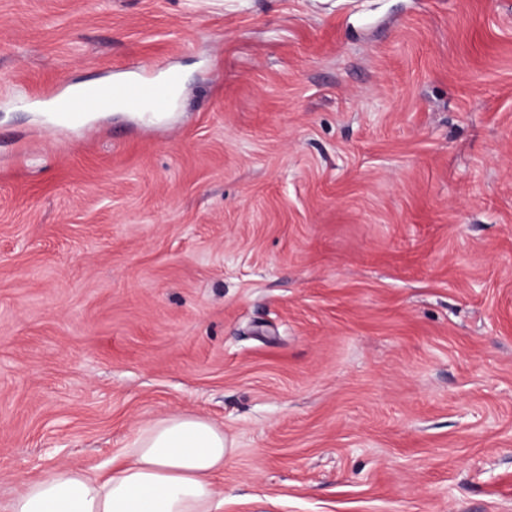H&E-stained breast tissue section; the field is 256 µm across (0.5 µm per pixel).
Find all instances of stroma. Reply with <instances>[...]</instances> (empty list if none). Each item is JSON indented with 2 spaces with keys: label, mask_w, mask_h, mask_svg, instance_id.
Returning <instances> with one entry per match:
<instances>
[{
  "label": "stroma",
  "mask_w": 512,
  "mask_h": 512,
  "mask_svg": "<svg viewBox=\"0 0 512 512\" xmlns=\"http://www.w3.org/2000/svg\"><path fill=\"white\" fill-rule=\"evenodd\" d=\"M173 410L224 512H512V0H0V512ZM177 82L176 73L170 71L158 81L128 76L106 84L89 85L77 93H54L48 97L55 111L50 113L51 119L55 125H80L106 102L134 109L161 110L169 104Z\"/></svg>",
  "instance_id": "1"
}]
</instances>
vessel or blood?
I'll list each match as a JSON object with an SVG mask.
<instances>
[{
	"instance_id": "vessel-or-blood-1",
	"label": "vessel or blood",
	"mask_w": 512,
	"mask_h": 512,
	"mask_svg": "<svg viewBox=\"0 0 512 512\" xmlns=\"http://www.w3.org/2000/svg\"><path fill=\"white\" fill-rule=\"evenodd\" d=\"M178 82L175 72L166 73L158 81L128 76L106 84L89 85L80 92L51 95V119L61 125H78L97 113L105 103L134 109H162L171 100L172 90Z\"/></svg>"
}]
</instances>
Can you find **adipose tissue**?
Segmentation results:
<instances>
[{
  "label": "adipose tissue",
  "instance_id": "1",
  "mask_svg": "<svg viewBox=\"0 0 512 512\" xmlns=\"http://www.w3.org/2000/svg\"><path fill=\"white\" fill-rule=\"evenodd\" d=\"M231 453L207 418L174 411L138 429L108 474L57 467L19 483L7 512H220Z\"/></svg>",
  "mask_w": 512,
  "mask_h": 512
}]
</instances>
